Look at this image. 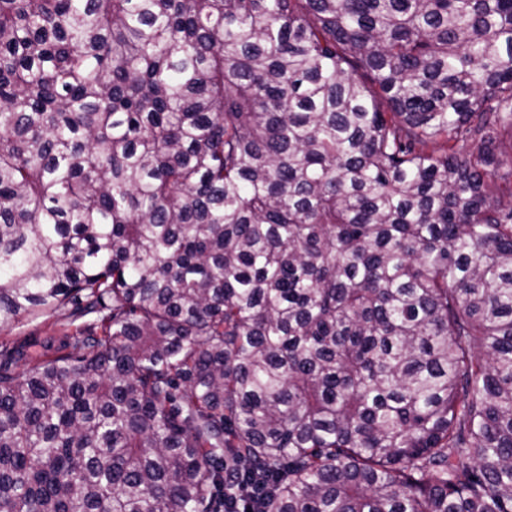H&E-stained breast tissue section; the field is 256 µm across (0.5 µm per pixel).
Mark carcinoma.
Returning <instances> with one entry per match:
<instances>
[{"instance_id":"cac0c4a2","label":"carcinoma","mask_w":512,"mask_h":512,"mask_svg":"<svg viewBox=\"0 0 512 512\" xmlns=\"http://www.w3.org/2000/svg\"><path fill=\"white\" fill-rule=\"evenodd\" d=\"M512 0H0V512H512ZM71 320V307L67 305L25 317L14 326L0 330V360H9L14 348L24 340L49 337L58 340L64 335L72 336L75 326L71 324Z\"/></svg>"}]
</instances>
